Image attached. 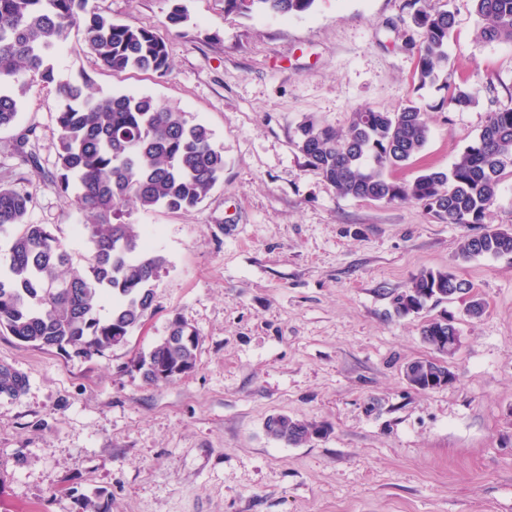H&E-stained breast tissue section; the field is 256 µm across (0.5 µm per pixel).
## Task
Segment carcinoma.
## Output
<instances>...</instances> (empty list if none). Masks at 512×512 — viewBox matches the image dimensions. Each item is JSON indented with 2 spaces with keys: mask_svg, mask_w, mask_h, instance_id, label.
Listing matches in <instances>:
<instances>
[{
  "mask_svg": "<svg viewBox=\"0 0 512 512\" xmlns=\"http://www.w3.org/2000/svg\"><path fill=\"white\" fill-rule=\"evenodd\" d=\"M316 0H224V13L300 16ZM409 3L410 22L422 32L413 46L417 88L448 79V42L455 25L450 10ZM477 37L512 41V0H473ZM188 21L183 5L172 4L166 25ZM80 48L104 67L165 76L170 70L166 41L153 29L115 21L91 0H0V128L14 125L20 101L34 85L56 84L59 104L56 163L49 181L83 215L80 233L87 244L84 267H73L67 243L42 224H29L32 196L0 186V233L10 236L0 270V329L20 343L40 349L67 346L93 356L121 346L153 307L154 285L167 259L152 250L138 225L124 220L126 203L144 210L187 211L203 203L224 175V145L187 112L153 96L118 92L97 97L89 82L56 81L53 58L72 30ZM476 80L456 86L439 108L463 112L491 90ZM430 134L427 112L410 99L394 110L359 109L346 131L311 116L294 130L292 145L307 167L337 194L386 204L414 201L442 224H483L505 175L512 176V107L488 113L472 143L446 170L425 169L412 180L391 172L407 166ZM35 130L15 139L22 161L35 165ZM512 256V229L486 226L467 235L457 257ZM430 289L442 302L464 296L472 284L450 269H425L393 298L399 317L418 314ZM111 303L101 315L104 303ZM201 346L196 329L176 317L168 334L139 355L147 383L169 382L195 369ZM315 423L278 414L265 422L274 441L298 445L313 438Z\"/></svg>",
  "mask_w": 512,
  "mask_h": 512,
  "instance_id": "cac0c4a2",
  "label": "carcinoma"
}]
</instances>
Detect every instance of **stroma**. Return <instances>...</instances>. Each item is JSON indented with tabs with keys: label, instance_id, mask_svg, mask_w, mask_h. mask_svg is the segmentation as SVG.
I'll return each instance as SVG.
<instances>
[{
	"label": "stroma",
	"instance_id": "stroma-1",
	"mask_svg": "<svg viewBox=\"0 0 512 512\" xmlns=\"http://www.w3.org/2000/svg\"><path fill=\"white\" fill-rule=\"evenodd\" d=\"M191 19L166 28L168 0H94L114 20L154 28L171 71L112 73L71 32L55 60L62 81L94 92L146 93L178 106L223 144L224 177L197 208L125 209L153 231L168 266L125 345L87 357L42 350L0 331V371L28 374L0 395V512H512V258L457 259L475 224H441L419 204L338 195L291 140L313 115L346 130L352 112L414 97L420 41L407 0H317L287 19L184 0ZM450 10L449 82L492 80L494 96L448 112L445 87L423 90L429 140L398 177L450 168L490 111L512 107V43L476 38L472 0ZM54 86H34L14 127L0 129V185L33 196L27 220L49 225L75 255L83 217L46 181L58 130ZM33 128L38 167L13 150ZM424 269H449L486 303L466 299L397 318L392 298ZM446 311L462 334L455 380L419 391L405 365L431 356L422 320ZM181 317L202 338L195 370L146 383L133 361ZM329 427L292 446L268 438L269 416Z\"/></svg>",
	"mask_w": 512,
	"mask_h": 512
}]
</instances>
